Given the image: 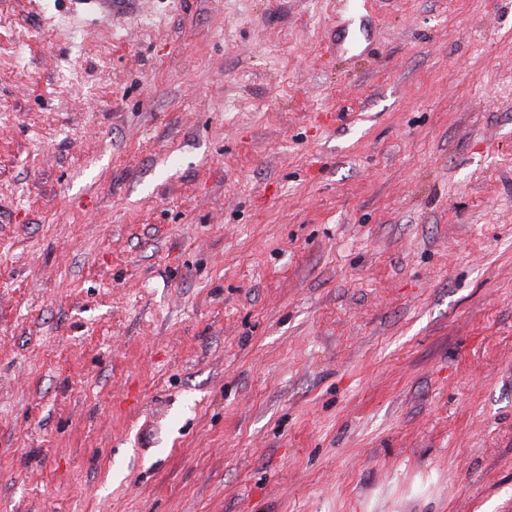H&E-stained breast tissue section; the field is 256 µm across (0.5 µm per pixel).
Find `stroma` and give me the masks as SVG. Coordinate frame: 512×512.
<instances>
[{"label":"stroma","instance_id":"1","mask_svg":"<svg viewBox=\"0 0 512 512\" xmlns=\"http://www.w3.org/2000/svg\"><path fill=\"white\" fill-rule=\"evenodd\" d=\"M0 512H512V0H0Z\"/></svg>","mask_w":512,"mask_h":512}]
</instances>
